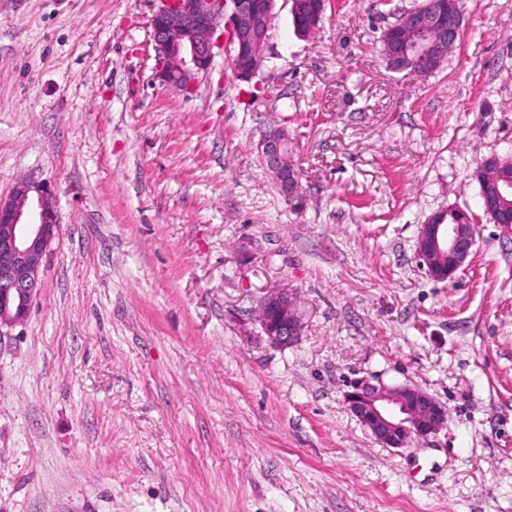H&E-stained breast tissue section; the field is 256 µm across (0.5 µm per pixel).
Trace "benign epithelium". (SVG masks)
<instances>
[{"label":"benign epithelium","mask_w":512,"mask_h":512,"mask_svg":"<svg viewBox=\"0 0 512 512\" xmlns=\"http://www.w3.org/2000/svg\"><path fill=\"white\" fill-rule=\"evenodd\" d=\"M276 0H161L151 19L154 79L184 95L193 93L199 78L213 65L215 34L232 5L230 27L222 32L233 47L235 77L251 83L262 70L270 20ZM403 36L385 39L382 56L393 72L434 70L459 41L463 17L446 9L443 0H425L398 18ZM257 150L272 173L281 195L301 199L298 174L290 159L288 131L268 129ZM512 196V180L487 181L484 212L500 214ZM459 206L441 209L418 225L416 258L435 280L445 282L462 270L477 245L478 225L458 222ZM60 223L55 191L43 181L18 180L0 197V328L26 321L40 286L41 264L58 237ZM256 321L268 342L286 347L301 336L303 319L286 288L261 299ZM350 412L386 448H404L412 438L426 439L447 423V409L429 393L407 384L388 385L361 377L348 385Z\"/></svg>","instance_id":"1"}]
</instances>
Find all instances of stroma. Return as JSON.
<instances>
[{
  "instance_id": "stroma-1",
  "label": "stroma",
  "mask_w": 512,
  "mask_h": 512,
  "mask_svg": "<svg viewBox=\"0 0 512 512\" xmlns=\"http://www.w3.org/2000/svg\"><path fill=\"white\" fill-rule=\"evenodd\" d=\"M422 2L328 0L302 36L276 0L258 91L221 46L186 96L154 79L160 0H0V197L51 183L61 224L0 329V512H512V228L478 213L445 282L415 258L512 153V0H460L440 67L390 72L381 34ZM277 287L285 348L255 321ZM370 375L445 428L383 447L344 402ZM288 131L283 127L268 129L260 138L257 150L266 168L272 173L281 195L286 201L301 199L298 174L290 159ZM256 321L268 342L276 347H286L301 336L303 319L288 289L268 291L261 299Z\"/></svg>"
}]
</instances>
